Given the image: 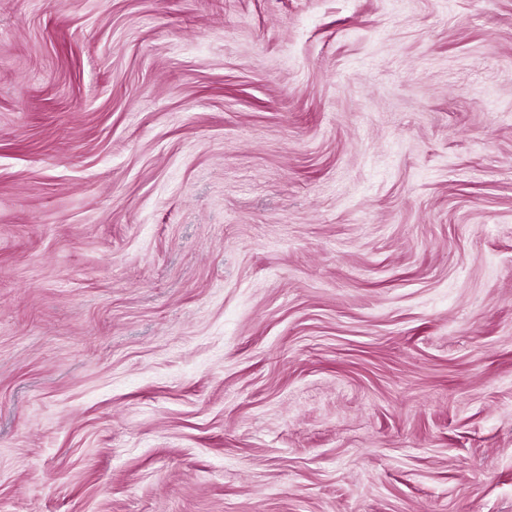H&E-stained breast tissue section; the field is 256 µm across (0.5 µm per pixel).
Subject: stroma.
I'll return each instance as SVG.
<instances>
[{
  "label": "stroma",
  "instance_id": "stroma-1",
  "mask_svg": "<svg viewBox=\"0 0 512 512\" xmlns=\"http://www.w3.org/2000/svg\"><path fill=\"white\" fill-rule=\"evenodd\" d=\"M0 512H512V0H0Z\"/></svg>",
  "mask_w": 512,
  "mask_h": 512
}]
</instances>
